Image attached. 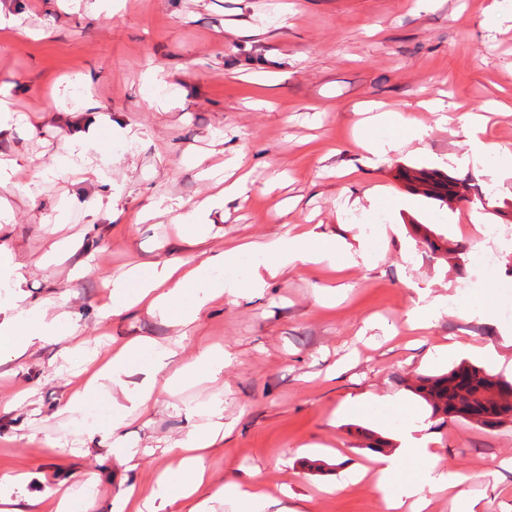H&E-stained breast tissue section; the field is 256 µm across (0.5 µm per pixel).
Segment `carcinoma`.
<instances>
[{
  "label": "carcinoma",
  "mask_w": 512,
  "mask_h": 512,
  "mask_svg": "<svg viewBox=\"0 0 512 512\" xmlns=\"http://www.w3.org/2000/svg\"><path fill=\"white\" fill-rule=\"evenodd\" d=\"M402 177L428 198L446 203L457 195L458 181L437 171L405 170ZM488 377L483 368L463 362L445 374L417 378L413 390L431 407L433 415L459 418L493 430L512 421V405L488 397Z\"/></svg>",
  "instance_id": "1"
}]
</instances>
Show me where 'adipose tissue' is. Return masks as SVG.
Returning <instances> with one entry per match:
<instances>
[{
  "label": "adipose tissue",
  "instance_id": "adipose-tissue-1",
  "mask_svg": "<svg viewBox=\"0 0 512 512\" xmlns=\"http://www.w3.org/2000/svg\"><path fill=\"white\" fill-rule=\"evenodd\" d=\"M375 134L362 142V148L372 158H382L394 150L403 138L423 139L424 126L402 112L385 111L373 118ZM467 155L477 162H492L497 170H512V150L488 141L482 115L469 113L465 117ZM245 252L259 256L246 280H216L203 288L196 287L199 270L190 260L171 257L156 263L155 273L144 279L136 295H129L128 280L119 277L109 282L106 301L99 314L108 318L139 306L176 324L192 323L215 297H238L264 287L263 274L269 267H294L305 264L332 265L336 262L335 243L315 244L310 230L294 225L291 231L275 235L260 243L245 245ZM8 271L6 300L0 302V364L21 358L44 342L57 339L62 322L47 318L41 305L27 303L21 289L24 276L20 264L12 259L0 262ZM150 354L156 368L176 364L177 350L157 344L149 338L130 340L118 348H108L84 359L81 373L83 388L68 396L64 409L82 410L88 393L114 386L120 389L125 401L115 404L112 422L108 425L86 427L87 440L97 438L110 441L116 458L132 462L135 451L129 448L118 431L125 406L146 415L158 402L154 375L135 379V361ZM395 412L405 421L398 431L399 445L390 452H378L373 457L376 479L374 491L383 512H426L434 496L451 494L453 501L461 502L460 512H477L475 502H462L457 488L461 476L440 466L438 455L422 446L414 434L420 425L415 421L411 405L397 402ZM218 426L195 428L186 441L173 446L171 455L176 460L174 469L166 470L155 487L144 489L138 482H130L113 501L109 512H172L178 499L195 496L205 481L203 453L212 447L219 435ZM27 478L22 474L0 476V512H41L40 499L26 490ZM213 498L222 500L230 512L241 505H249L252 512H294L288 506H277L260 483L215 485Z\"/></svg>",
  "mask_w": 512,
  "mask_h": 512
}]
</instances>
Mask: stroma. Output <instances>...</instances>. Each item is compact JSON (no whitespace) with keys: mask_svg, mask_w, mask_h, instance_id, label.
<instances>
[{"mask_svg":"<svg viewBox=\"0 0 512 512\" xmlns=\"http://www.w3.org/2000/svg\"><path fill=\"white\" fill-rule=\"evenodd\" d=\"M273 2L114 0L111 16L96 17L69 0H0L13 20L0 29V87L16 107L0 132V158L16 163L0 186V251L23 263L28 302L69 319L62 341L0 365V475L27 474L36 498L42 475L75 495L94 476L91 512H108L128 478L155 484L172 464L166 448L205 424L216 401L224 438L204 454L211 477L288 492L297 512H380L368 482L322 488L342 468L369 464L374 440L391 441L390 400L401 395L428 423L442 466L464 476L478 512H512V422L489 431L442 420L407 386L462 361L492 368L496 346L512 359V345L501 344L512 323L497 316L500 295L473 279L483 224L512 227V172L464 162L461 123L435 125L419 105L439 90L461 112L499 102L486 136L512 149V20L491 23L493 0H290L282 29ZM90 93L109 123L89 122L81 99ZM369 101L423 122L424 141L366 165L356 121ZM87 136L92 146L74 162L88 173L54 170ZM198 153L210 167L242 161L247 201L226 205L202 234L174 210L137 222L157 200L215 194ZM439 157L446 165L436 166ZM406 167L440 168L471 192L452 205L416 194L399 178ZM276 172L284 179L274 186ZM390 197L411 206L390 209ZM380 211L385 221L370 234L349 218ZM295 224L341 243L335 268L266 276L264 288L210 303L185 329L141 308L98 314L104 285L131 266L147 272L172 256L198 263ZM426 227L459 244L457 258L431 252ZM63 238L71 252L49 258ZM437 297L445 303L433 326L409 330L415 302ZM472 298L479 310L462 315ZM177 336L182 363L223 351L219 378L170 390V369L156 373L155 410L128 416L121 430L136 450L134 470L110 448L83 447L81 430L107 422L120 392L90 395L74 417L59 412L77 382L69 362L100 341Z\"/></svg>","mask_w":512,"mask_h":512,"instance_id":"1","label":"stroma"}]
</instances>
